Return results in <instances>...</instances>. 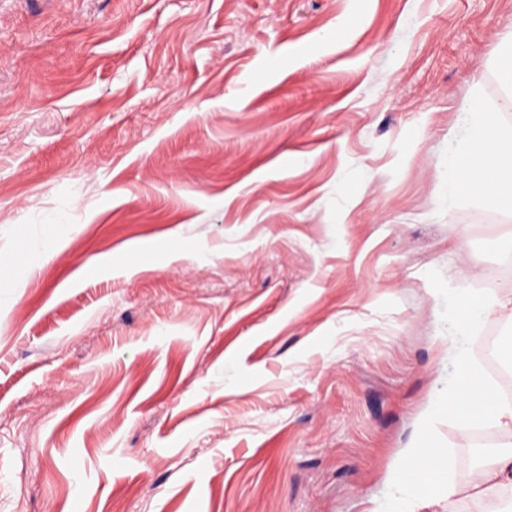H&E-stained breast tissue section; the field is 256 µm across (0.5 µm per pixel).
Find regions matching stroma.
I'll return each mask as SVG.
<instances>
[{
    "label": "stroma",
    "instance_id": "1",
    "mask_svg": "<svg viewBox=\"0 0 512 512\" xmlns=\"http://www.w3.org/2000/svg\"><path fill=\"white\" fill-rule=\"evenodd\" d=\"M511 60L512 0H0V512H375L424 431L468 484ZM478 173L491 174L493 183L478 180ZM462 193L512 211V128L499 124L494 113L469 112L466 138L448 158V197ZM461 314L448 320V337L466 333L470 327L485 315L493 314L499 320L512 322V296H488L478 298L466 296L460 300Z\"/></svg>",
    "mask_w": 512,
    "mask_h": 512
}]
</instances>
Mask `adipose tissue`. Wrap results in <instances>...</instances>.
Here are the masks:
<instances>
[{
  "mask_svg": "<svg viewBox=\"0 0 512 512\" xmlns=\"http://www.w3.org/2000/svg\"><path fill=\"white\" fill-rule=\"evenodd\" d=\"M462 193L481 196L494 207L512 211V128L499 124L494 113L479 109L470 112L466 138L448 159V194L454 197ZM460 305L461 314L448 322L452 337L466 333L486 315L512 322V296H466ZM454 361L458 375L447 388L438 390L440 404L460 406L459 419L466 425L492 422L501 441L498 450L484 460L464 487L447 480V472L454 469V459L441 446L426 438L409 449L412 457L433 456L439 471L438 476L424 478L414 489L413 496L420 505L444 495L492 501L512 487V400L503 398L482 377L466 353L455 352Z\"/></svg>",
  "mask_w": 512,
  "mask_h": 512,
  "instance_id": "adipose-tissue-1",
  "label": "adipose tissue"
}]
</instances>
